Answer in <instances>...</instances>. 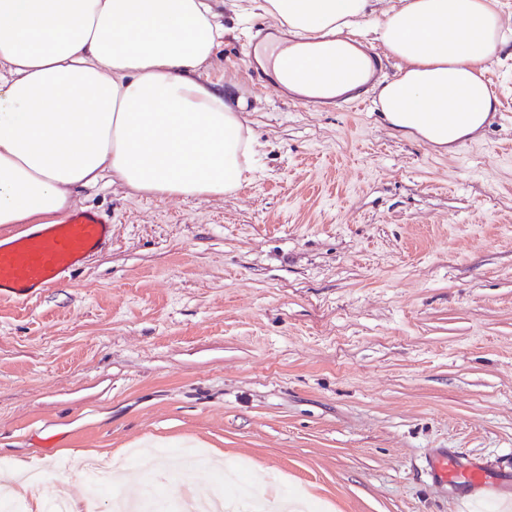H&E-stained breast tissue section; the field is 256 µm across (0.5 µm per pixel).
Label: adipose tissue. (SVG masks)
<instances>
[{
    "instance_id": "adipose-tissue-1",
    "label": "adipose tissue",
    "mask_w": 512,
    "mask_h": 512,
    "mask_svg": "<svg viewBox=\"0 0 512 512\" xmlns=\"http://www.w3.org/2000/svg\"><path fill=\"white\" fill-rule=\"evenodd\" d=\"M289 34L335 36L290 91L372 85L397 133L453 150L500 101L487 66L512 43L499 0H247ZM224 38L210 0H0V228L46 224L103 178L157 197L232 194L253 139L202 77ZM399 61L370 83L362 43Z\"/></svg>"
}]
</instances>
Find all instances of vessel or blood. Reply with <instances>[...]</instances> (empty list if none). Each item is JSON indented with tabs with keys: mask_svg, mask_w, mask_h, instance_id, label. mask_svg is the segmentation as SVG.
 <instances>
[{
	"mask_svg": "<svg viewBox=\"0 0 512 512\" xmlns=\"http://www.w3.org/2000/svg\"><path fill=\"white\" fill-rule=\"evenodd\" d=\"M111 239L108 221L90 211H76L59 223L7 242L0 240V298L30 301L40 289L70 276ZM429 468L434 477L448 484L482 486L491 479L484 468H461L445 452L435 455Z\"/></svg>",
	"mask_w": 512,
	"mask_h": 512,
	"instance_id": "b4317fda",
	"label": "vessel or blood"
}]
</instances>
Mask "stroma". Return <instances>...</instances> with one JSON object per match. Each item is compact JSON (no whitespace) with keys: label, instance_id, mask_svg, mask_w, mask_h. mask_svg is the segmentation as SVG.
<instances>
[{"label":"stroma","instance_id":"1","mask_svg":"<svg viewBox=\"0 0 512 512\" xmlns=\"http://www.w3.org/2000/svg\"><path fill=\"white\" fill-rule=\"evenodd\" d=\"M215 10L203 76L239 102L255 170L224 197L74 189L112 243L0 301V476L39 473L25 512L88 460L166 512L239 465L234 512L257 493L267 512H512V56L486 72L500 117L451 155L373 97L314 112L258 89L264 14ZM442 450L498 482L434 483Z\"/></svg>","mask_w":512,"mask_h":512}]
</instances>
